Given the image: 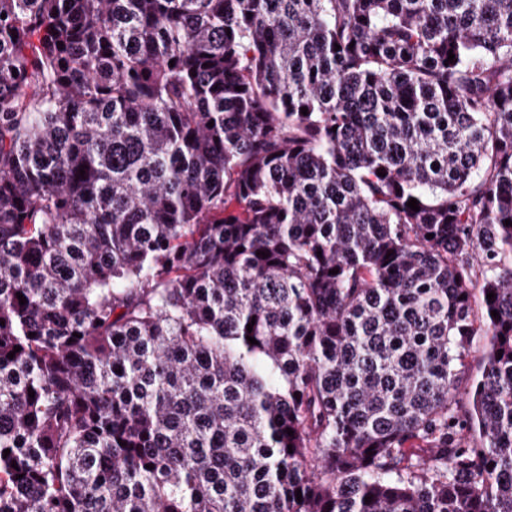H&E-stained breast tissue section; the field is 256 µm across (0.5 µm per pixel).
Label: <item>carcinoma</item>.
Returning a JSON list of instances; mask_svg holds the SVG:
<instances>
[{
  "instance_id": "1",
  "label": "carcinoma",
  "mask_w": 512,
  "mask_h": 512,
  "mask_svg": "<svg viewBox=\"0 0 512 512\" xmlns=\"http://www.w3.org/2000/svg\"><path fill=\"white\" fill-rule=\"evenodd\" d=\"M2 13L0 512H512V0Z\"/></svg>"
}]
</instances>
